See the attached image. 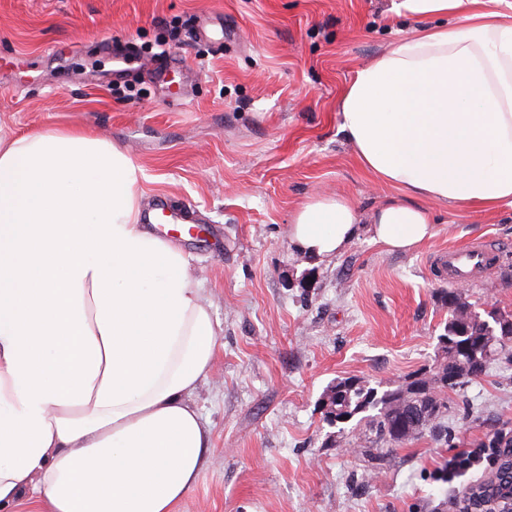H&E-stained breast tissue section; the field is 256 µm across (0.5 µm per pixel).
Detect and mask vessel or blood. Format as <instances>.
<instances>
[{"mask_svg":"<svg viewBox=\"0 0 512 512\" xmlns=\"http://www.w3.org/2000/svg\"><path fill=\"white\" fill-rule=\"evenodd\" d=\"M501 251L489 240H474L461 247L445 249L438 256L440 278L454 286L486 283L500 263Z\"/></svg>","mask_w":512,"mask_h":512,"instance_id":"obj_1","label":"vessel or blood"}]
</instances>
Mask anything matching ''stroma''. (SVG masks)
Masks as SVG:
<instances>
[{
  "label": "stroma",
  "mask_w": 512,
  "mask_h": 512,
  "mask_svg": "<svg viewBox=\"0 0 512 512\" xmlns=\"http://www.w3.org/2000/svg\"><path fill=\"white\" fill-rule=\"evenodd\" d=\"M397 0H0V131L78 129L126 149L143 203L194 211L180 246L218 324L191 397L210 435L178 512H461L489 471H434L458 448L512 440V358L448 395L447 443L424 435L365 479L320 399L355 376L387 389L433 364L448 309L434 255L499 244L476 312H512V206H432L437 235L393 252L361 233L328 260L288 237L301 204L338 193L370 213L395 196L340 130L356 70L412 35Z\"/></svg>",
  "instance_id": "stroma-1"
}]
</instances>
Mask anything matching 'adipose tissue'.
I'll use <instances>...</instances> for the list:
<instances>
[{
  "label": "adipose tissue",
  "instance_id": "obj_1",
  "mask_svg": "<svg viewBox=\"0 0 512 512\" xmlns=\"http://www.w3.org/2000/svg\"><path fill=\"white\" fill-rule=\"evenodd\" d=\"M480 2L399 0L423 28L341 96L358 160L398 192L370 218L390 249L436 236L423 201L512 205V15ZM139 174L85 131L0 138V505L177 512L198 480L210 437L189 398L216 326L184 251L142 224ZM360 228L323 194L288 234L329 257Z\"/></svg>",
  "mask_w": 512,
  "mask_h": 512
}]
</instances>
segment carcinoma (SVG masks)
<instances>
[{"instance_id":"1","label":"carcinoma","mask_w":512,"mask_h":512,"mask_svg":"<svg viewBox=\"0 0 512 512\" xmlns=\"http://www.w3.org/2000/svg\"><path fill=\"white\" fill-rule=\"evenodd\" d=\"M441 299L448 306V321L428 371L383 392L358 378H340L321 398L324 418L331 425L362 415L365 424L354 440L373 475L395 460L398 447L426 431L436 441L448 442L443 425L448 391L481 375L486 364L512 344L511 313L493 308L483 320L456 291L442 292Z\"/></svg>"}]
</instances>
